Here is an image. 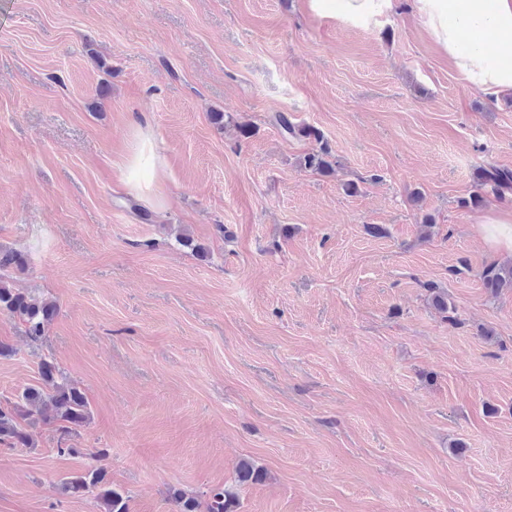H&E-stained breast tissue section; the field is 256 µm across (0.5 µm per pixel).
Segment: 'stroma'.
<instances>
[{
    "label": "stroma",
    "instance_id": "stroma-1",
    "mask_svg": "<svg viewBox=\"0 0 512 512\" xmlns=\"http://www.w3.org/2000/svg\"><path fill=\"white\" fill-rule=\"evenodd\" d=\"M145 120L148 221L121 172ZM489 165L512 170V97L407 9L362 29L305 0H0V248L60 306L36 348L0 313V402L50 356L90 409L77 454L49 425L0 446V512H98L60 484L99 449L131 512L218 485L236 512H512V289L480 277L508 257L465 204ZM244 459L262 481L236 485ZM273 120L283 133L291 136L298 134L305 138L314 139V141L319 144L317 149H313L312 152L304 156L303 161L305 168L322 175H327L332 172V163L328 160L330 150L320 131L312 127H298L294 125L286 115L281 113L276 114Z\"/></svg>",
    "mask_w": 512,
    "mask_h": 512
}]
</instances>
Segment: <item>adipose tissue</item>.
Returning <instances> with one entry per match:
<instances>
[{"mask_svg": "<svg viewBox=\"0 0 512 512\" xmlns=\"http://www.w3.org/2000/svg\"><path fill=\"white\" fill-rule=\"evenodd\" d=\"M402 0H307L309 11L322 19H340L353 26L380 25ZM471 88L494 97L512 96V0H403ZM493 32L505 46L491 50L476 33ZM162 160L149 125L136 129L126 156L123 182L147 205L161 208L155 174ZM472 221L485 244L495 252H512V209L475 211Z\"/></svg>", "mask_w": 512, "mask_h": 512, "instance_id": "obj_1", "label": "adipose tissue"}]
</instances>
